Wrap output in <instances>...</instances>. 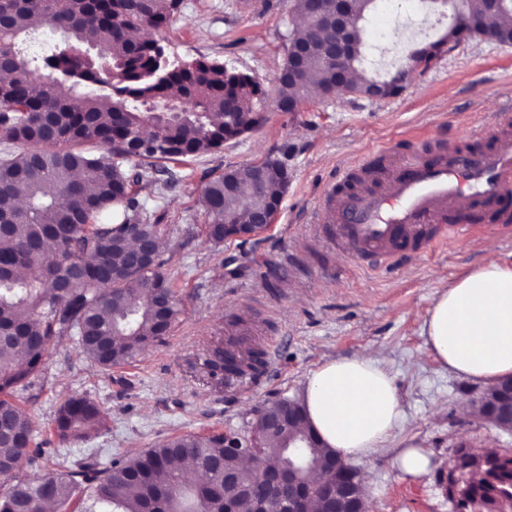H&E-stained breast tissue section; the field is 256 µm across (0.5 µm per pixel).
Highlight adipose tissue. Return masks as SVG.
Wrapping results in <instances>:
<instances>
[{
  "mask_svg": "<svg viewBox=\"0 0 512 512\" xmlns=\"http://www.w3.org/2000/svg\"><path fill=\"white\" fill-rule=\"evenodd\" d=\"M425 343L448 370L494 385L512 374V268L490 260L444 288L429 310ZM323 448L360 458L385 448L402 414L394 381L367 353L323 364L305 397Z\"/></svg>",
  "mask_w": 512,
  "mask_h": 512,
  "instance_id": "1",
  "label": "adipose tissue"
}]
</instances>
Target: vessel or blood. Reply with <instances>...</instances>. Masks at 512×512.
I'll list each match as a JSON object with an SVG mask.
<instances>
[{"label":"vessel or blood","instance_id":"vessel-or-blood-1","mask_svg":"<svg viewBox=\"0 0 512 512\" xmlns=\"http://www.w3.org/2000/svg\"><path fill=\"white\" fill-rule=\"evenodd\" d=\"M480 150L445 145L436 158L415 149L394 158L384 176L368 171L371 160L339 171L327 186L319 213L350 252L379 267L405 255L430 225L444 224L452 237L470 224L449 222L450 213L497 208L512 200V120Z\"/></svg>","mask_w":512,"mask_h":512}]
</instances>
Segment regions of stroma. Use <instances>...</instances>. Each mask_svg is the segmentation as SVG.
Returning a JSON list of instances; mask_svg holds the SVG:
<instances>
[{
  "mask_svg": "<svg viewBox=\"0 0 512 512\" xmlns=\"http://www.w3.org/2000/svg\"><path fill=\"white\" fill-rule=\"evenodd\" d=\"M453 22L431 0H379L364 22L372 75H391L416 49L437 41ZM295 0H181L164 32L170 56H201L258 77L266 90L264 122L219 151L169 163L175 184L145 199L164 224L165 267L178 314L166 336L132 363L103 370L75 348H51L38 378L19 391L35 440L66 464L85 458L108 466L166 438L231 431L253 435L254 412L299 397L324 362L369 352L394 379L405 419L386 450L355 460L370 512H448L445 474L459 445L493 441L512 450V435L465 414L479 383L430 354L423 322L439 292L486 259L512 267V231L476 225L408 252L398 270L375 269L341 250L318 222L319 203L338 171L375 148L380 166L413 147L435 153L441 140L489 146L499 115L512 102V44L468 39L417 73L396 96L312 95L299 111L275 105L284 42L296 31ZM272 156L288 163L289 182L270 227L241 242L217 244L205 233L202 191L231 165ZM271 351L256 377L234 387L212 377L209 348ZM94 399L107 416L97 437L60 447L54 412L65 398ZM421 447L431 459L420 476L405 475L400 448Z\"/></svg>",
  "mask_w": 512,
  "mask_h": 512,
  "instance_id": "obj_1",
  "label": "stroma"
}]
</instances>
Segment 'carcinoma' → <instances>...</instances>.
<instances>
[{
	"mask_svg": "<svg viewBox=\"0 0 512 512\" xmlns=\"http://www.w3.org/2000/svg\"><path fill=\"white\" fill-rule=\"evenodd\" d=\"M376 0H356L352 19L361 30ZM180 0H0V476L25 465L42 469L52 462L34 441L31 421L15 396L17 387L41 367L53 346L71 345L92 364L110 369L133 360L160 339L177 314L168 263L161 251L153 262L134 265L129 225L157 244L161 225L142 214L138 195L160 198L173 177H157L159 161H182L217 150L258 123L260 81L231 71L218 60L179 66L165 62L157 41L134 40L131 33L168 27ZM456 22L439 40L412 57L429 63L447 52L448 43L469 38L468 21L481 19L501 42L512 43L509 14L486 12L485 0L452 5ZM39 28L61 35L37 55L25 43ZM306 37L319 46L336 40L329 13L312 17ZM288 42L276 75L277 95L290 111L311 90L336 87V70L314 57L303 77L288 78ZM369 47L357 42L349 67L357 79L349 90L364 95L377 83L368 76ZM165 102L187 105V115L165 118L151 107ZM18 143L33 149L15 154ZM280 179L259 191L224 189V176L203 189L209 239L226 240L224 225L249 224L257 213L274 215L280 205ZM33 268L22 276L19 270ZM225 363L227 372L259 370L264 352L247 361L222 350L208 360ZM106 427L99 404L72 395L56 409L53 433L61 444L87 441ZM253 449L274 464L288 460V443L307 441L309 458L325 465L329 453L307 429L270 435L255 422ZM189 459L211 467L206 478L184 484L176 462ZM465 469L463 512H512V452H461ZM237 472V483L224 485V468ZM90 489L91 507L83 512H151L160 499L168 512H224V500L250 512L251 498L266 500L268 512H280L281 499L254 481L251 470L224 455V435L186 434L164 440L132 458H116L102 470L77 464L68 474H38L17 481L0 512H45L50 503L63 508L81 486ZM49 493H44V488Z\"/></svg>",
	"mask_w": 512,
	"mask_h": 512,
	"instance_id": "1",
	"label": "carcinoma"
}]
</instances>
